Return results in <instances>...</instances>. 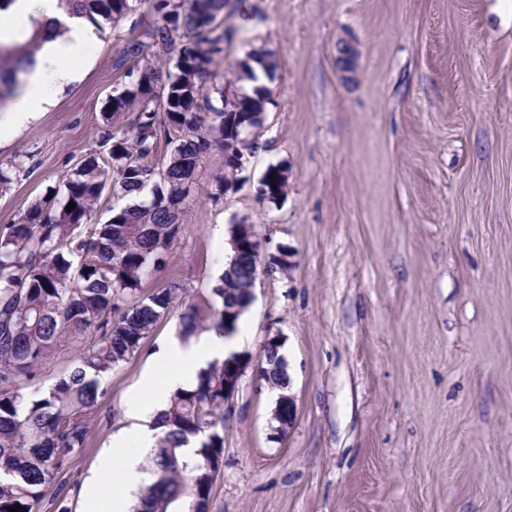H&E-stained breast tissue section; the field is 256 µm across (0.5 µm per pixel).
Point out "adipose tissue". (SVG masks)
I'll use <instances>...</instances> for the list:
<instances>
[{
	"label": "adipose tissue",
	"instance_id": "adipose-tissue-1",
	"mask_svg": "<svg viewBox=\"0 0 512 512\" xmlns=\"http://www.w3.org/2000/svg\"><path fill=\"white\" fill-rule=\"evenodd\" d=\"M86 39L84 20L73 19L66 39L45 41L28 68L24 87L7 110L9 126L23 124L49 102L54 89L80 65ZM239 341V336L227 338L213 331L187 342L171 339L155 353L154 368L144 373L139 391L127 404L133 423L113 438L116 455L101 462L112 477V492L107 495L97 486H90L88 512H128L133 495L143 483L142 457L161 435L153 418L166 407L175 391L194 388L199 372L208 363L235 352Z\"/></svg>",
	"mask_w": 512,
	"mask_h": 512
}]
</instances>
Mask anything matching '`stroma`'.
<instances>
[{
  "label": "stroma",
  "mask_w": 512,
  "mask_h": 512,
  "mask_svg": "<svg viewBox=\"0 0 512 512\" xmlns=\"http://www.w3.org/2000/svg\"><path fill=\"white\" fill-rule=\"evenodd\" d=\"M216 58L234 81L272 53L270 102L234 192L199 164L181 231L145 291L179 284L173 307L106 379L85 452L63 490L86 512L127 402L186 305L216 304L230 224L263 257L242 315L246 364L224 423L212 512H512V5L507 0H244ZM130 21L90 30L80 75L18 131L0 136V229L98 147L110 97L138 78L112 64ZM356 49L343 80L337 47ZM25 161L26 171L15 168ZM288 169L278 201L258 195ZM287 351L297 416L270 430L274 394L254 374L266 336ZM281 165H271L268 166L264 172V180L260 181L261 192L265 191L266 188L269 190L270 195L272 197L271 200H278L282 193V187L285 184V177L281 175L282 171H288V169H284L280 167ZM264 185V186H261Z\"/></svg>",
  "instance_id": "1"
}]
</instances>
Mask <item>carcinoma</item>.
I'll use <instances>...</instances> for the list:
<instances>
[{
    "label": "carcinoma",
    "instance_id": "obj_1",
    "mask_svg": "<svg viewBox=\"0 0 512 512\" xmlns=\"http://www.w3.org/2000/svg\"><path fill=\"white\" fill-rule=\"evenodd\" d=\"M67 17L113 24L136 13L145 0H59ZM156 19L125 41L114 68L139 60L148 47L164 59L166 70L150 65L137 82L112 96L100 134L101 150L82 157L67 173L57 194L32 203L0 231V512H69L60 494L68 472L86 448V414L106 395L103 379L129 360L167 313L178 286L144 295L141 284L151 263L166 254L181 230L186 199L182 184L194 174L199 156L219 147L224 175L209 196H224L228 176L236 175L240 155L235 140L262 124L267 91L255 86L239 105L226 111L224 87L203 85L210 67L230 37L224 9L235 0H150ZM45 22L31 19L25 38L0 37V107L10 99L19 74L34 62L44 41ZM246 80L270 77L277 68L269 52H251ZM166 74L164 106L152 104L155 84ZM129 112L127 130L113 132L109 122ZM171 145L166 177L156 175L153 157L160 141ZM283 168L270 165L264 185L272 199L282 193ZM145 195L132 205L110 208L103 224L92 221L104 198ZM74 203V209L66 206ZM259 259L244 241L213 293L222 308L188 306L182 315L183 338L203 323L224 333V310L249 304ZM80 345L68 372L45 395H28L33 380L64 343ZM163 435L152 457L155 480L140 497L136 512H210L214 478L224 467V362L214 361L198 374L191 390L173 393L159 414ZM200 438L192 457L182 453Z\"/></svg>",
    "mask_w": 512,
    "mask_h": 512
}]
</instances>
